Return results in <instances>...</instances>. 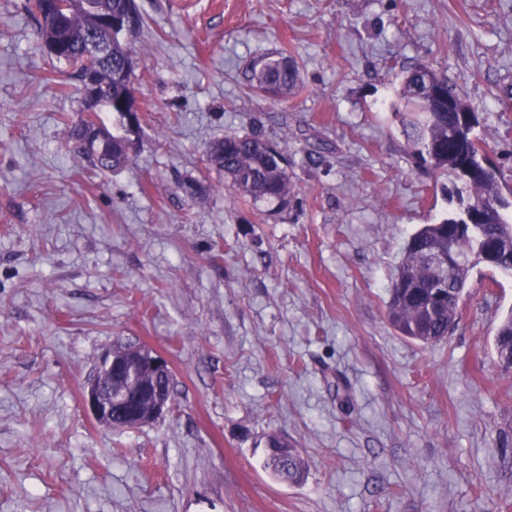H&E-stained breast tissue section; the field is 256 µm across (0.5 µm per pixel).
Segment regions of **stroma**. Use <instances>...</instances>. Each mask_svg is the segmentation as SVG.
I'll return each mask as SVG.
<instances>
[{"mask_svg":"<svg viewBox=\"0 0 512 512\" xmlns=\"http://www.w3.org/2000/svg\"><path fill=\"white\" fill-rule=\"evenodd\" d=\"M136 2L141 127L99 175L26 0H0V512H512V276L476 267L443 342L386 315L407 238L454 209L405 150L397 78H456L512 184V0ZM283 55L301 88L272 100L251 70ZM252 132L288 156L274 217L207 161ZM119 343L172 369L134 429L83 404ZM270 433L301 484L265 468ZM267 450L265 465L275 478L289 484H299L305 476V463L296 448H292L288 441L278 435H268L265 440Z\"/></svg>","mask_w":512,"mask_h":512,"instance_id":"1","label":"stroma"}]
</instances>
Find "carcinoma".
I'll return each mask as SVG.
<instances>
[{
  "instance_id": "1",
  "label": "carcinoma",
  "mask_w": 512,
  "mask_h": 512,
  "mask_svg": "<svg viewBox=\"0 0 512 512\" xmlns=\"http://www.w3.org/2000/svg\"><path fill=\"white\" fill-rule=\"evenodd\" d=\"M88 7L70 13L64 27H59L48 14L36 18L44 47L61 42L65 50L54 57L66 66L59 71L58 81L63 93L92 72L101 91V108L112 113L118 133L102 128L97 141L86 137L82 120L71 123L73 151L84 158L92 169L105 172L126 167L131 157L125 150L129 138L125 112L126 101L136 94V87L126 69L132 51L122 37L139 31L145 17L134 0H86ZM112 11L113 27L99 23L100 13ZM92 31L99 43L112 47V55L101 58L88 70L82 64L84 36ZM256 89L267 97L286 98L299 90L297 67L286 57L262 59L252 68ZM399 107L394 116L399 119L408 154L435 174L451 175V198L473 210L489 211L485 234L497 244V261L503 272H512V237L506 225H512V215L493 209L492 203L504 193L512 194L501 171L493 168L466 180L462 168L469 163L480 166L483 152L474 127L459 126L461 114L474 110L458 90L457 80L437 72L427 65L407 71L397 89ZM208 158L213 167L224 172V181L235 196L250 202L262 214L272 216L288 207L293 186L284 153L258 133L238 135L226 133L224 138L211 142ZM457 212L448 214L441 222L426 224L407 241L398 276L389 288L387 316L391 326L402 336L434 343L449 338L455 330L459 300L464 293L471 270L480 264L476 260L456 271L452 280L440 282L432 275L424 255L440 249L457 256H479L478 235L457 231ZM494 350L500 357L512 351V314L498 325ZM265 465L275 478L289 484H299L305 476V463L288 441L278 435L266 437Z\"/></svg>"
}]
</instances>
